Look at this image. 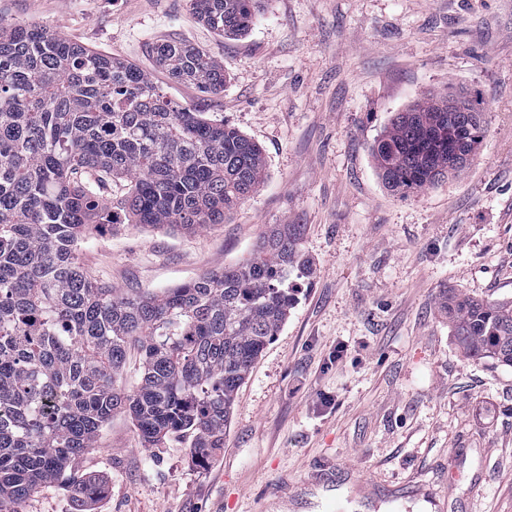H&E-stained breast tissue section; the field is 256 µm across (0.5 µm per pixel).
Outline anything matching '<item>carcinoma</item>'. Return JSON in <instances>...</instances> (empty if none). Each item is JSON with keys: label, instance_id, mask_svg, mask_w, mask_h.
Listing matches in <instances>:
<instances>
[{"label": "carcinoma", "instance_id": "cac0c4a2", "mask_svg": "<svg viewBox=\"0 0 512 512\" xmlns=\"http://www.w3.org/2000/svg\"><path fill=\"white\" fill-rule=\"evenodd\" d=\"M263 0H189L220 35L240 36ZM156 60L204 92L224 65L159 43ZM463 123L448 119L447 103ZM488 120L467 94L427 92L397 112L371 147L384 187L401 196L456 177ZM262 149L236 127L167 99L129 62L37 27L0 25V512L59 484L87 507L106 494L72 476L117 414L147 447L192 434V456L224 447L238 391L288 320L289 279L308 278L298 224H273L250 258L158 293L125 294L78 262L87 235L131 222L197 232L224 222L261 182ZM119 197H105L112 183ZM454 344L512 367V301L447 291ZM138 347L136 389L119 385Z\"/></svg>", "mask_w": 512, "mask_h": 512}]
</instances>
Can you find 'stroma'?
Listing matches in <instances>:
<instances>
[{
	"label": "stroma",
	"mask_w": 512,
	"mask_h": 512,
	"mask_svg": "<svg viewBox=\"0 0 512 512\" xmlns=\"http://www.w3.org/2000/svg\"><path fill=\"white\" fill-rule=\"evenodd\" d=\"M32 24L132 63L168 99L222 119L266 159L256 192L194 234L131 224L88 236L78 261L122 293L159 292L249 258L273 224L301 227L314 264L287 322L238 391L223 448L146 447L128 416L78 475L108 482L95 512H512V368L456 348L455 290L512 300V0H265L243 36L188 0H0ZM161 42L224 65L222 93L157 67ZM464 91L488 126L458 177L401 197L370 149L421 93Z\"/></svg>",
	"instance_id": "1"
}]
</instances>
